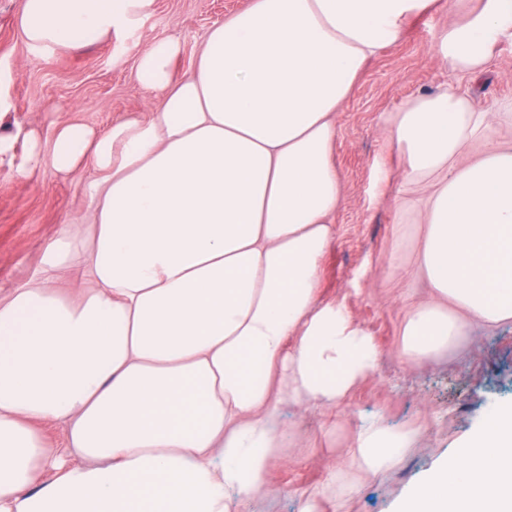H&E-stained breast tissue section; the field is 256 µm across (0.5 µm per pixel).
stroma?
I'll return each mask as SVG.
<instances>
[{"mask_svg": "<svg viewBox=\"0 0 512 512\" xmlns=\"http://www.w3.org/2000/svg\"><path fill=\"white\" fill-rule=\"evenodd\" d=\"M249 0H154L133 30L79 50L30 47L18 25L19 0H0V134L13 136L0 162V293L39 277L44 249L60 234L86 245L89 200L85 186L97 173L70 175L41 165L19 177L15 165L30 143L49 151L59 123L76 120L95 131L134 115L148 116L151 97L135 81L139 55L158 38L181 44L174 62L190 71L210 28ZM477 0H451L413 19L403 39L384 48L363 70L354 94L336 115V168L343 198L332 218L335 235L321 261L318 303H338L373 337L378 369L339 403L279 409L282 446L271 456L266 489L239 512H397L400 500L474 433L497 405L512 404V322L469 323L463 339L426 363L400 354L406 313L431 297L415 263L430 190L381 184L378 167L400 173L404 160L384 127L407 99L454 86L470 91L485 112L512 105V43L497 45L478 79L455 74L434 52L436 32L462 22ZM377 422L415 432V443L391 470L363 474L353 462L359 428Z\"/></svg>", "mask_w": 512, "mask_h": 512, "instance_id": "stroma-1", "label": "stroma"}]
</instances>
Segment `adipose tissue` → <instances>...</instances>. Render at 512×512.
I'll return each instance as SVG.
<instances>
[{
	"label": "adipose tissue",
	"instance_id": "1",
	"mask_svg": "<svg viewBox=\"0 0 512 512\" xmlns=\"http://www.w3.org/2000/svg\"><path fill=\"white\" fill-rule=\"evenodd\" d=\"M153 0H20L26 42L80 48L135 27ZM436 0H250L208 32L180 74V43L155 41L134 77L149 117L96 133L67 121L17 172L91 165L87 244L51 242L39 279L0 296V512H231L265 487L282 402L336 404L379 363L373 338L321 304V261L342 198L336 114L366 64ZM512 42V0H480L436 36L439 60L482 75ZM454 87L407 100L385 133L404 179L434 180L419 262L434 294L412 308L402 350L420 362L462 332L460 314L512 320V146ZM89 286H57L75 256ZM64 423L85 462L47 448ZM359 468L394 467L411 445L377 423ZM398 512H512V405L488 411Z\"/></svg>",
	"mask_w": 512,
	"mask_h": 512
}]
</instances>
